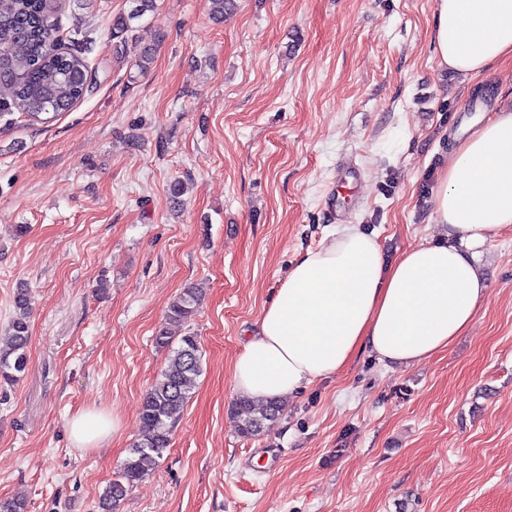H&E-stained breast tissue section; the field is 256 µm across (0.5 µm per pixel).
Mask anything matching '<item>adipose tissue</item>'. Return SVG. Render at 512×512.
I'll return each instance as SVG.
<instances>
[{
  "mask_svg": "<svg viewBox=\"0 0 512 512\" xmlns=\"http://www.w3.org/2000/svg\"><path fill=\"white\" fill-rule=\"evenodd\" d=\"M432 44L440 67L467 81L512 59V0H436ZM433 221L441 243L389 262L357 224L301 255L234 361L236 393L279 400L364 351L407 368L469 327L487 290L476 251L512 227V106L452 148Z\"/></svg>",
  "mask_w": 512,
  "mask_h": 512,
  "instance_id": "1",
  "label": "adipose tissue"
}]
</instances>
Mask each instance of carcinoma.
<instances>
[{"label":"carcinoma","instance_id":"cac0c4a2","mask_svg":"<svg viewBox=\"0 0 512 512\" xmlns=\"http://www.w3.org/2000/svg\"><path fill=\"white\" fill-rule=\"evenodd\" d=\"M129 2V10L112 19V45L117 54L133 41L134 22L158 8L157 0ZM58 7V0H0V87L7 91L10 105L36 122L44 121L46 114L67 111L94 84L86 46L75 37L70 46L64 45L56 21ZM156 51L154 46L135 49L132 66L140 73L149 70ZM203 299L202 290L191 287L168 306L166 326L154 338L159 347L169 349L167 364L143 398L138 437L101 495L103 512H118L129 490L170 448L174 424L191 398L201 363L198 336L187 333L175 347L169 327L191 321ZM29 342L30 309L25 290L20 288L14 297L7 339L0 344V382L11 384L25 371ZM285 411L280 400L260 402L241 397L232 405L239 432L246 438L262 433L266 423Z\"/></svg>","mask_w":512,"mask_h":512}]
</instances>
